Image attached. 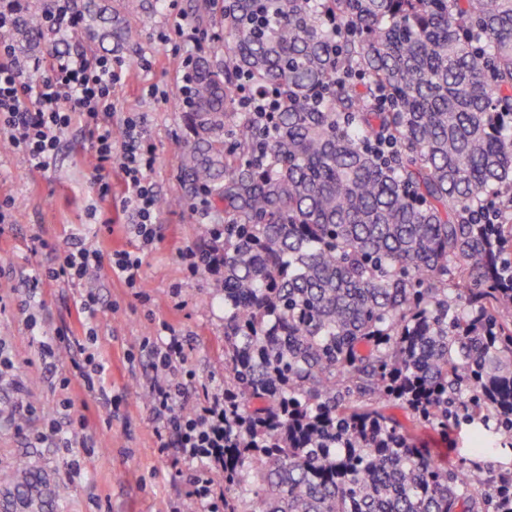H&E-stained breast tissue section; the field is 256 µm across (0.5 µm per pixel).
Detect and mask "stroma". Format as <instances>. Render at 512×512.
Masks as SVG:
<instances>
[{"label": "stroma", "mask_w": 512, "mask_h": 512, "mask_svg": "<svg viewBox=\"0 0 512 512\" xmlns=\"http://www.w3.org/2000/svg\"><path fill=\"white\" fill-rule=\"evenodd\" d=\"M193 0H152L147 22L128 18L143 29L140 41L119 44L99 42L89 19H82L70 46L93 55H111L121 60L123 78L112 96V126L122 130L125 119L135 113L146 118V134L156 152V162L146 173L159 197L183 196L187 188L180 175L183 114L178 106L183 86L186 42L172 29L173 18L188 16ZM148 59L141 69L139 59ZM93 152L80 126L62 137L57 159L46 171L34 169L19 153L0 151V196L14 197L17 212L12 224L0 231V344L15 360L14 370L0 380V481L17 463H26L46 487L65 480L71 461L84 470L82 480L71 483L65 502L53 512H169L171 505L186 500L188 485L176 468L157 453L149 387L154 372L146 337L155 324L166 322L176 335L191 342L187 369L194 390L224 385V307L210 302L213 277L190 274L185 252L201 247L216 216L201 220L193 205L163 210L157 222L161 236L140 247L124 231L123 185L116 171L98 173ZM112 181V195L100 198L99 178ZM111 221L112 231L98 235L103 252L116 248L139 251L142 275L135 288L102 275L96 283L104 310L97 327V347L109 364L107 383L121 405L105 417L93 394L79 379H71V417L87 416L92 424V445L65 450L51 441L36 440L42 427L41 408L60 398L62 377L68 367L51 371L39 356V344L31 336L22 309L25 280L33 269L45 264L48 245L72 236L93 233L96 224ZM81 285L48 281L37 290L38 316L47 331L60 330L82 338V317L75 302ZM36 408L24 433H17L10 418L26 405ZM478 423L462 420L440 434L422 429L421 447L435 461L451 468L480 460L485 475L512 473V448L502 446L492 435L477 439ZM485 453L474 457L477 443Z\"/></svg>", "instance_id": "obj_1"}]
</instances>
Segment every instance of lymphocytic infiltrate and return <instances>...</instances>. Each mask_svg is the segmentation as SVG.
<instances>
[{"label": "lymphocytic infiltrate", "mask_w": 512, "mask_h": 512, "mask_svg": "<svg viewBox=\"0 0 512 512\" xmlns=\"http://www.w3.org/2000/svg\"><path fill=\"white\" fill-rule=\"evenodd\" d=\"M16 24L13 0H0V136L25 155L39 170L49 169L57 155L62 134L73 124L84 129L98 169L118 164L125 186L124 211L127 234L148 246L158 237L159 197L146 178L156 161L146 138L141 117H130L121 132L112 128V93L122 81V70L110 57L79 50L54 52L48 58L28 61L19 56L8 32ZM48 265L34 269L26 285L38 287L59 279L86 284L77 304L85 324L93 325L102 313L92 287L101 269L127 287H135L142 269L139 253L116 250L104 255L92 239H79L49 249ZM28 327L41 340L43 358L57 350L69 352L71 365L84 388L97 395L105 412L116 405L104 384L109 369L93 348L64 333L46 336L44 325L29 316ZM188 341L160 324L151 341L156 374L151 391L160 455L173 464L185 465L188 496L201 512H224V494L217 485L224 476V392L204 393L202 401L191 399L181 368L188 361ZM90 428L87 416L60 422L45 419L39 439L53 440L57 447L85 445Z\"/></svg>", "instance_id": "lymphocytic-infiltrate-1"}]
</instances>
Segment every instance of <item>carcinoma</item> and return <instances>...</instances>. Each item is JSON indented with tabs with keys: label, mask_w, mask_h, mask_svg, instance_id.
Segmentation results:
<instances>
[{
	"label": "carcinoma",
	"mask_w": 512,
	"mask_h": 512,
	"mask_svg": "<svg viewBox=\"0 0 512 512\" xmlns=\"http://www.w3.org/2000/svg\"><path fill=\"white\" fill-rule=\"evenodd\" d=\"M87 12L103 40L141 36L98 0ZM193 13L224 23L179 103L184 182L224 215L200 247L224 254V512H484L497 483L438 464L414 426L492 417L512 441V225L469 221L512 189V136L491 119L512 114V0ZM40 28L29 10L12 37ZM249 90L277 110L244 109ZM40 485L18 465L6 506L46 512Z\"/></svg>",
	"instance_id": "1"
}]
</instances>
